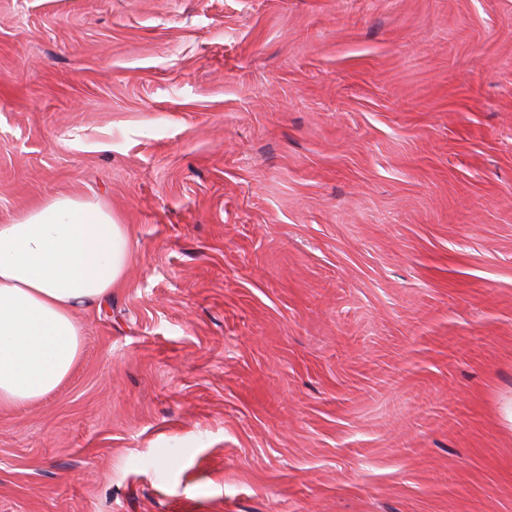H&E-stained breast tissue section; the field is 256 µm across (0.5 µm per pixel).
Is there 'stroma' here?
<instances>
[{
  "instance_id": "stroma-1",
  "label": "stroma",
  "mask_w": 512,
  "mask_h": 512,
  "mask_svg": "<svg viewBox=\"0 0 512 512\" xmlns=\"http://www.w3.org/2000/svg\"><path fill=\"white\" fill-rule=\"evenodd\" d=\"M132 259L0 512H512V0H0V224Z\"/></svg>"
}]
</instances>
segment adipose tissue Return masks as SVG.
<instances>
[{
  "instance_id": "adipose-tissue-1",
  "label": "adipose tissue",
  "mask_w": 512,
  "mask_h": 512,
  "mask_svg": "<svg viewBox=\"0 0 512 512\" xmlns=\"http://www.w3.org/2000/svg\"><path fill=\"white\" fill-rule=\"evenodd\" d=\"M131 261L101 203L57 196L0 224V409L37 402L81 356L77 310L111 298Z\"/></svg>"
}]
</instances>
